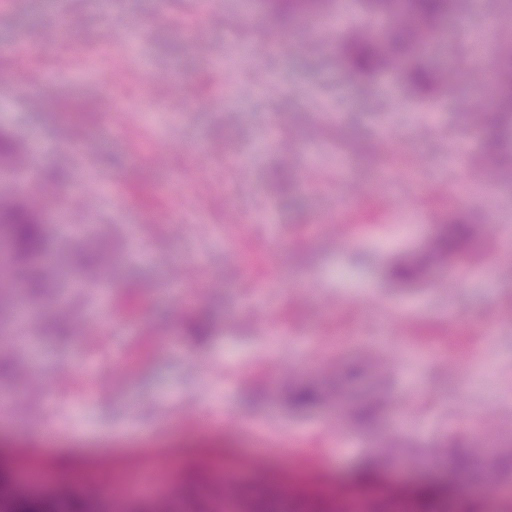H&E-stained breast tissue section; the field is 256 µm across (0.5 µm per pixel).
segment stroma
I'll return each mask as SVG.
<instances>
[{"instance_id":"stroma-1","label":"stroma","mask_w":512,"mask_h":512,"mask_svg":"<svg viewBox=\"0 0 512 512\" xmlns=\"http://www.w3.org/2000/svg\"><path fill=\"white\" fill-rule=\"evenodd\" d=\"M511 22L512 0H462L428 51L451 89L427 102L396 74L351 76L338 26L302 22L252 53L272 30L257 2L245 13L239 0H0V127L35 149L27 170L0 165V194L32 180L53 242L107 248V228L131 254L74 312L109 334L29 337L19 378L0 381V398L21 397L32 372L44 387L0 417V440L54 439L34 489L68 479L80 452L183 437L199 402L278 440L285 468L340 476L370 456L390 482L449 477L460 502L512 512V169L486 180L471 117ZM283 165L296 175L287 188L272 179ZM65 168L92 183L54 179ZM452 212L489 228L474 259L411 290L389 284L386 257L420 252ZM191 293L219 328L201 345L176 333ZM110 364L111 387L95 391L94 370ZM302 378L389 408L369 431L332 397L289 413L280 390ZM235 456L214 460L201 512H232L225 471L255 480L246 450ZM139 481L114 468L103 512H131Z\"/></svg>"}]
</instances>
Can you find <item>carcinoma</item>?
Here are the masks:
<instances>
[{
  "mask_svg": "<svg viewBox=\"0 0 512 512\" xmlns=\"http://www.w3.org/2000/svg\"><path fill=\"white\" fill-rule=\"evenodd\" d=\"M268 12L286 26L299 18H324L329 0H265ZM458 0H366L367 22L381 15L393 18L383 31L358 30L350 34L342 46V60L356 78L369 79L385 68L401 65L403 79L418 98L436 97L443 88L442 75L420 59L436 38L448 16L454 13ZM486 104L495 111L485 118L483 133L490 155L496 157L512 148V49L501 52L496 60ZM26 149L9 131L0 129V161H21ZM8 241V262L0 275V379H7L18 370L13 351L1 346H15L17 338L30 327L13 318L22 305H36L56 287V270L72 267L87 272L104 267L95 248L78 249L55 254L56 268L49 269L42 259L50 251V238L44 213L36 200L24 196H0V235ZM478 234L477 225L469 216L453 213L448 221L437 226L427 250L417 256L398 257L385 267V276L393 283L410 286L424 277L433 261L447 262L466 253ZM72 330L70 315L59 311L45 325L48 336H65ZM215 323L205 307L195 301L186 305L179 333L196 343L213 335ZM288 409L307 413L322 403L321 387L314 382H300L288 389ZM380 406L367 401L353 412L355 423L364 430L377 422ZM214 448H199L181 476V487L196 496L208 490V474ZM340 488L351 496L368 493L391 512L392 496L388 485L367 460L355 463L342 478ZM283 494L280 483L270 480L260 488L243 491L247 512H276ZM411 503V512H441L456 496V486L450 479L424 478L404 488ZM0 512H98V505L88 495L80 481L72 479L57 492L34 491L20 486L15 480V467L10 452L0 450ZM295 512H336V500L326 495L319 485H307L299 490Z\"/></svg>",
  "mask_w": 512,
  "mask_h": 512,
  "instance_id": "obj_1",
  "label": "carcinoma"
}]
</instances>
